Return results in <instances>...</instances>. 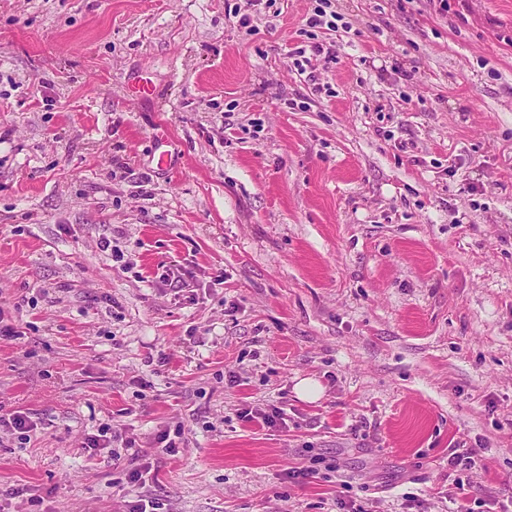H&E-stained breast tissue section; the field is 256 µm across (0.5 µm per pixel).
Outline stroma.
Returning <instances> with one entry per match:
<instances>
[{
  "label": "stroma",
  "instance_id": "35a3bbf8",
  "mask_svg": "<svg viewBox=\"0 0 512 512\" xmlns=\"http://www.w3.org/2000/svg\"><path fill=\"white\" fill-rule=\"evenodd\" d=\"M318 4L0 0V512L512 502V0Z\"/></svg>",
  "mask_w": 512,
  "mask_h": 512
}]
</instances>
